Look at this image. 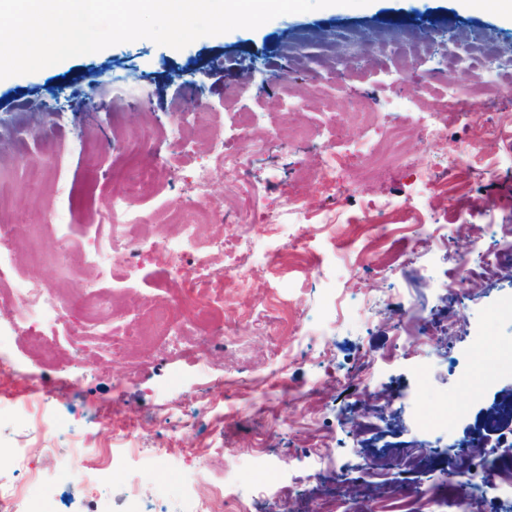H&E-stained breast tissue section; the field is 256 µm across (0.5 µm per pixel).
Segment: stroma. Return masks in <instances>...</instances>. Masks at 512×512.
Instances as JSON below:
<instances>
[{
  "label": "stroma",
  "instance_id": "obj_1",
  "mask_svg": "<svg viewBox=\"0 0 512 512\" xmlns=\"http://www.w3.org/2000/svg\"><path fill=\"white\" fill-rule=\"evenodd\" d=\"M421 13L439 28L478 31L496 48L512 47L511 22L462 10L457 0H371L284 14L180 50L148 39L120 43L0 80V222L31 225L41 254L35 265L11 252L0 256L12 266L15 286L38 280L72 294L91 287L78 246L109 208L107 187L123 166V129L143 128L160 156V176L139 200L150 216L149 238L174 234L170 217L194 204L195 172L210 165L211 146L190 124L194 112H210L230 152L243 146L244 113L279 132L250 154L245 180L212 171L210 198L232 221L203 226V236L233 233L255 242L253 252L238 257L244 285L224 293L230 332L186 330L176 354L135 338L116 354L106 336L85 337L78 350L60 336L52 351H36L10 329L12 310L0 306V347L24 370L20 377L0 375V483L26 487L21 512L128 507L124 483L105 486L94 501L79 483L60 480L69 436L11 418L33 381L52 392L66 387L60 413L74 429L104 404L115 419L144 421L143 447L165 444L162 459L146 456L134 464L143 512H188L192 493H207L217 480L247 512H278L283 505L312 512L320 498L346 512H394L403 495L413 498L417 512H448L438 495L444 472L454 470L459 483L474 478L473 458L457 450L486 408L512 399V357L477 343L481 335L505 334L499 308L512 301V281L452 272L459 260L497 249L490 225L512 227V137L486 134L489 126L512 125V75L499 77L495 93L472 105L468 123H448L442 140L427 142L417 132L435 114L406 91L432 68L426 53H411L399 68L386 48L339 81L329 50L299 40L314 29L361 34L384 24L397 30ZM359 100L377 114L372 127L343 122V112ZM394 125L411 134L408 166L358 181L340 199L312 180L327 146L348 155L370 148ZM176 126L182 139L168 136ZM294 127L313 128L315 135L289 148ZM83 144L100 151L95 169L85 166ZM452 148L460 157L453 170ZM287 195L298 199L308 221L296 222L282 209ZM396 201L410 217L390 215L374 229L361 227L364 213ZM423 224L442 225L440 237L420 244ZM64 239L70 247L61 259ZM292 240L313 264L290 256L279 267L266 262V252ZM161 277L148 259L132 278L115 263L104 288L109 320L124 325L165 305ZM400 300L409 313L396 312ZM199 344L210 355L202 370L192 354ZM366 362L372 375L362 392L357 383ZM301 387L306 395H298ZM384 444L414 453L419 465L392 466L361 480ZM17 448L29 449L38 482L17 467Z\"/></svg>",
  "mask_w": 512,
  "mask_h": 512
}]
</instances>
